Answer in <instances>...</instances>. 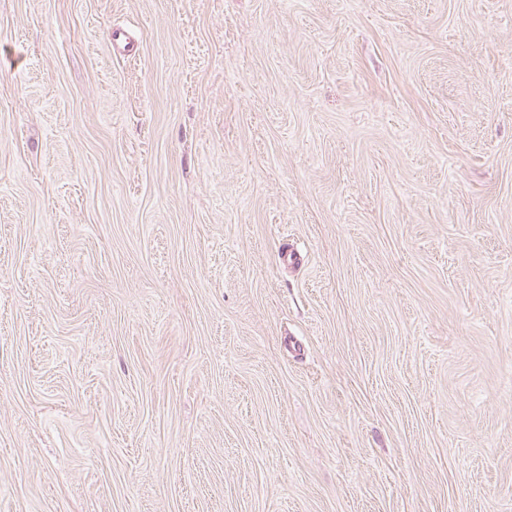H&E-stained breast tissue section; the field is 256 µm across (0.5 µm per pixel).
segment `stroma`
Wrapping results in <instances>:
<instances>
[{
	"label": "stroma",
	"instance_id": "35a3bbf8",
	"mask_svg": "<svg viewBox=\"0 0 512 512\" xmlns=\"http://www.w3.org/2000/svg\"><path fill=\"white\" fill-rule=\"evenodd\" d=\"M0 512H512V0H0Z\"/></svg>",
	"mask_w": 512,
	"mask_h": 512
}]
</instances>
